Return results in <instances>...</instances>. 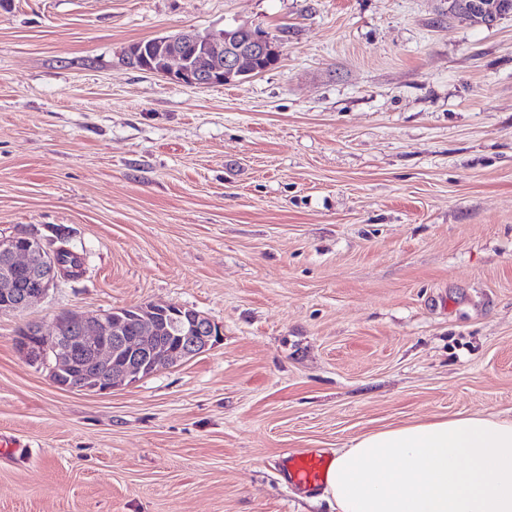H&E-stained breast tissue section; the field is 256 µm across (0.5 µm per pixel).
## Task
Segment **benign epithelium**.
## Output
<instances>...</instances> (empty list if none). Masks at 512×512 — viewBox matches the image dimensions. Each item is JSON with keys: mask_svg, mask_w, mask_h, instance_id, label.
I'll use <instances>...</instances> for the list:
<instances>
[{"mask_svg": "<svg viewBox=\"0 0 512 512\" xmlns=\"http://www.w3.org/2000/svg\"><path fill=\"white\" fill-rule=\"evenodd\" d=\"M461 12L493 25L499 5L466 0ZM263 59L280 60L277 41L267 32L240 25L217 34L185 30L158 37L126 51L129 66L189 86L221 85L261 71ZM28 275L35 286L16 290V278ZM64 278L54 249L33 230L0 235V312H19L42 300ZM126 319L107 310L88 314L69 310L56 316L52 330L36 322L16 336L18 352L59 387L106 393L121 382H136L215 345L221 328L206 315L176 305L139 304Z\"/></svg>", "mask_w": 512, "mask_h": 512, "instance_id": "obj_1", "label": "benign epithelium"}]
</instances>
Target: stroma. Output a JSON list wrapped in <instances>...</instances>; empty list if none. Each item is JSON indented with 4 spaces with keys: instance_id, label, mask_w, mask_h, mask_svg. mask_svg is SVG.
<instances>
[{
    "instance_id": "stroma-1",
    "label": "stroma",
    "mask_w": 512,
    "mask_h": 512,
    "mask_svg": "<svg viewBox=\"0 0 512 512\" xmlns=\"http://www.w3.org/2000/svg\"><path fill=\"white\" fill-rule=\"evenodd\" d=\"M246 24L279 63L207 88L135 42ZM83 272L0 313V512H330L292 453L512 419V15L448 0H0V234ZM145 301L210 350L104 394L14 345ZM461 12L468 16H473V13L478 14L486 25H494L502 14L498 3L494 4V1L488 3L485 0H467L461 5Z\"/></svg>"
}]
</instances>
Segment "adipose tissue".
I'll return each instance as SVG.
<instances>
[{
	"label": "adipose tissue",
	"mask_w": 512,
	"mask_h": 512,
	"mask_svg": "<svg viewBox=\"0 0 512 512\" xmlns=\"http://www.w3.org/2000/svg\"><path fill=\"white\" fill-rule=\"evenodd\" d=\"M336 512H512V420L456 415L371 431L336 449Z\"/></svg>",
	"instance_id": "ef3b65f1"
}]
</instances>
